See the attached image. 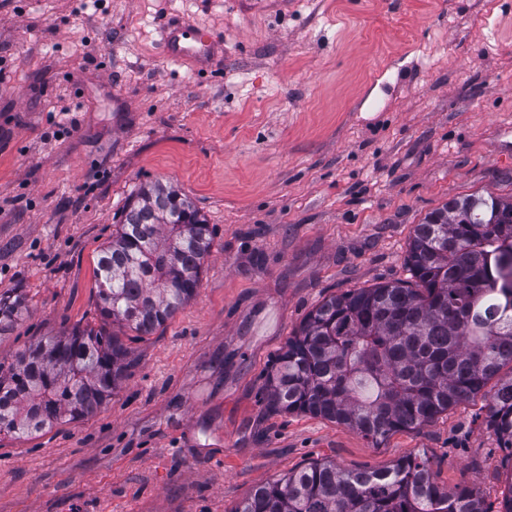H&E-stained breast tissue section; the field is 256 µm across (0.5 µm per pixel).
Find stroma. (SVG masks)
Returning <instances> with one entry per match:
<instances>
[{
	"label": "stroma",
	"instance_id": "1",
	"mask_svg": "<svg viewBox=\"0 0 512 512\" xmlns=\"http://www.w3.org/2000/svg\"><path fill=\"white\" fill-rule=\"evenodd\" d=\"M216 35L170 59L171 18ZM173 186L212 234L197 294L93 415L0 435V512H232L317 461L428 460L507 490L495 382L381 444L262 398L331 295L410 280L414 228L457 196H512V0H0V359L96 324L95 269L129 203ZM23 309L24 300L20 295L0 294V335L16 322Z\"/></svg>",
	"mask_w": 512,
	"mask_h": 512
}]
</instances>
